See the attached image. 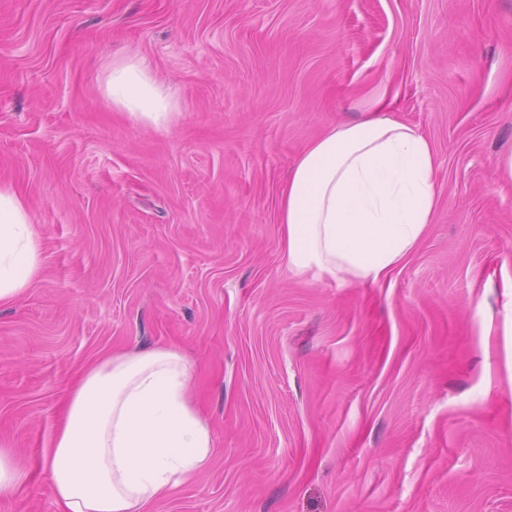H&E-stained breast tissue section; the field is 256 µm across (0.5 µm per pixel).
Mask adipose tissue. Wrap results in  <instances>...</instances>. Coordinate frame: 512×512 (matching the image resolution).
Masks as SVG:
<instances>
[{
  "label": "adipose tissue",
  "mask_w": 512,
  "mask_h": 512,
  "mask_svg": "<svg viewBox=\"0 0 512 512\" xmlns=\"http://www.w3.org/2000/svg\"><path fill=\"white\" fill-rule=\"evenodd\" d=\"M105 95L163 130L175 96L144 59H113ZM439 206L437 156L415 125L375 109L312 141L278 196L288 268L375 284L414 250ZM42 238L25 199L0 184V303L41 273ZM195 368L179 350L111 353L73 385L43 451L59 512H148L213 458V430L192 399Z\"/></svg>",
  "instance_id": "ef3b65f1"
}]
</instances>
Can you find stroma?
I'll list each match as a JSON object with an SVG mask.
<instances>
[{
  "label": "stroma",
  "instance_id": "35a3bbf8",
  "mask_svg": "<svg viewBox=\"0 0 512 512\" xmlns=\"http://www.w3.org/2000/svg\"><path fill=\"white\" fill-rule=\"evenodd\" d=\"M145 59L179 113L112 108ZM440 203L388 278L289 271L280 187L378 102ZM512 0H0V183L43 269L0 304V512H56L42 450L78 372L174 346L215 440L150 512H512ZM104 89L112 107L156 130L167 129L177 109L175 96L142 58L112 59L106 68ZM0 492L13 488L21 479L16 469L12 453L7 445H0Z\"/></svg>",
  "mask_w": 512,
  "mask_h": 512
}]
</instances>
